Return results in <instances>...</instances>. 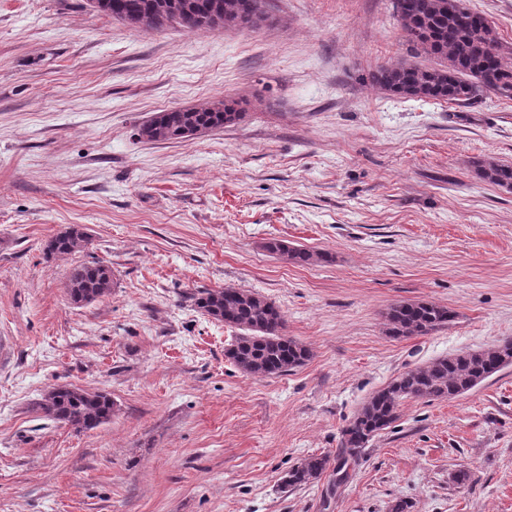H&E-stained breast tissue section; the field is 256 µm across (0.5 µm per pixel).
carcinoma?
Returning <instances> with one entry per match:
<instances>
[{
    "label": "carcinoma",
    "mask_w": 512,
    "mask_h": 512,
    "mask_svg": "<svg viewBox=\"0 0 512 512\" xmlns=\"http://www.w3.org/2000/svg\"><path fill=\"white\" fill-rule=\"evenodd\" d=\"M393 11L418 55L438 58V68L423 67L406 60L381 65L369 72L370 83L396 96L422 101H472L484 92L512 98V47L497 37L487 18L479 13L469 23L459 20L466 9L455 0H392ZM87 7L134 29L160 30L177 24L188 32L211 28L254 29L265 20L262 0H87ZM235 101L205 103L191 108L157 112L137 128L136 136L146 142L186 141L221 129L239 120ZM478 176L499 187L512 189V164L494 159L477 162ZM89 243L79 225L67 227L46 247L50 256L63 257ZM263 248L271 255L294 264L308 265L313 253L288 246L277 238ZM112 267L94 260L72 267L66 290L77 305L90 304L112 290ZM204 314L240 330L227 349L229 359L257 376L286 374L310 359L309 350L284 334V317L265 297L235 288L202 290L192 296ZM448 308L431 302H399L385 313L389 335H425L450 322ZM512 365V339L479 351H460L438 358L425 366L400 373L385 387L372 393L343 430L341 451L310 455L293 468L285 480L290 487L307 485L327 471L344 481L357 449L399 417L407 399H453L473 390L485 379ZM114 403L104 393H89L76 386L62 385L46 393L38 410L51 421L76 432L92 430L112 418Z\"/></svg>",
    "instance_id": "cac0c4a2"
}]
</instances>
